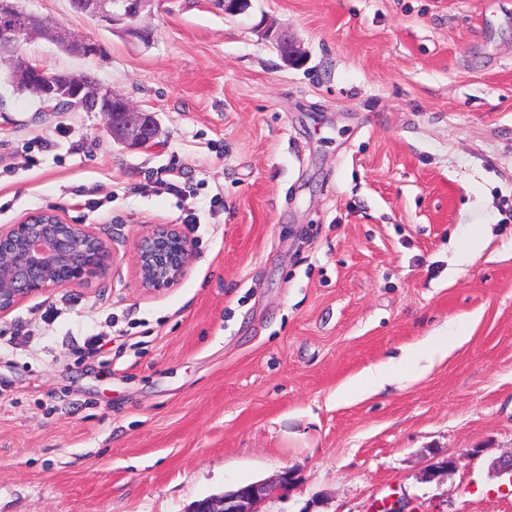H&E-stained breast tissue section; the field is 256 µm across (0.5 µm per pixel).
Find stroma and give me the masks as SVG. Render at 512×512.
I'll list each match as a JSON object with an SVG mask.
<instances>
[{"label":"stroma","instance_id":"stroma-1","mask_svg":"<svg viewBox=\"0 0 512 512\" xmlns=\"http://www.w3.org/2000/svg\"><path fill=\"white\" fill-rule=\"evenodd\" d=\"M24 6L105 49L80 60L39 35L24 59L91 73L160 134L125 149L102 114L0 74V227L58 207L110 252L102 274L0 317L5 333L45 327L37 352L0 350V512H188L284 470L261 512L394 495L512 512V482L489 470L512 454V0H251L235 17L155 0L137 20L147 45L70 0ZM172 168L197 191L195 251L180 284L149 292L134 243L181 222L156 182ZM461 328L425 372L338 397ZM89 335L100 357L82 355ZM450 455L453 475L423 480ZM459 337L440 338L439 336H427L420 342L403 350L399 359L390 358L387 362L379 363L365 369L355 379L348 381L341 388L343 396L358 395L363 390L376 393L385 383L389 382L396 371L414 356L423 355L429 360L443 359L448 356V350L459 341Z\"/></svg>","mask_w":512,"mask_h":512}]
</instances>
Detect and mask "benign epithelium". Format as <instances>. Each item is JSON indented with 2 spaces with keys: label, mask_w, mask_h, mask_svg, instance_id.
<instances>
[{
  "label": "benign epithelium",
  "mask_w": 512,
  "mask_h": 512,
  "mask_svg": "<svg viewBox=\"0 0 512 512\" xmlns=\"http://www.w3.org/2000/svg\"><path fill=\"white\" fill-rule=\"evenodd\" d=\"M154 0H72L76 12L110 25L135 20ZM224 14L245 13L251 0H216ZM121 5L122 14L114 12ZM36 33H49L64 52L83 59L102 56L101 46L71 35L60 24L26 11L20 0H0V68L8 72L18 91L38 90L50 101H64L82 112H99L106 118V133L126 149L153 144L159 126L156 114L132 104L112 87L91 80L84 72L51 71L25 60L19 49ZM283 59L301 61L285 35L275 37ZM195 250L192 239L179 224H155L135 242L140 286L161 291L178 285L187 275ZM109 254L104 242L86 224L69 221L57 208L30 213L18 223L0 228V316L22 300L50 288L78 285L101 274ZM271 486L257 481L197 501L190 512H260ZM378 512H419L411 498L392 496L378 505Z\"/></svg>",
  "instance_id": "7a95c632"
}]
</instances>
